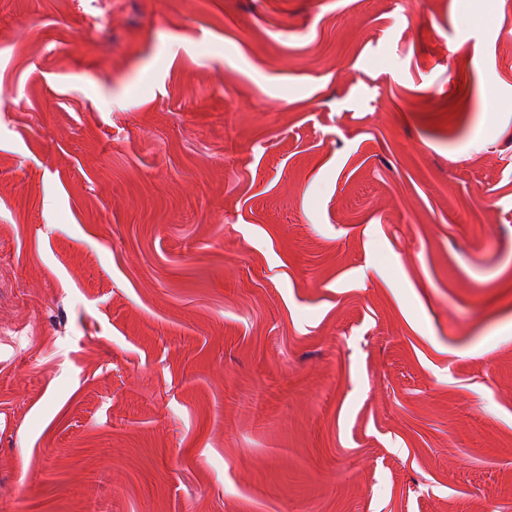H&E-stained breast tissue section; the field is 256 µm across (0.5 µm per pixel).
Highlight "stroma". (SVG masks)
I'll use <instances>...</instances> for the list:
<instances>
[{
    "mask_svg": "<svg viewBox=\"0 0 512 512\" xmlns=\"http://www.w3.org/2000/svg\"><path fill=\"white\" fill-rule=\"evenodd\" d=\"M0 0V512H512V0Z\"/></svg>",
    "mask_w": 512,
    "mask_h": 512,
    "instance_id": "35a3bbf8",
    "label": "stroma"
}]
</instances>
